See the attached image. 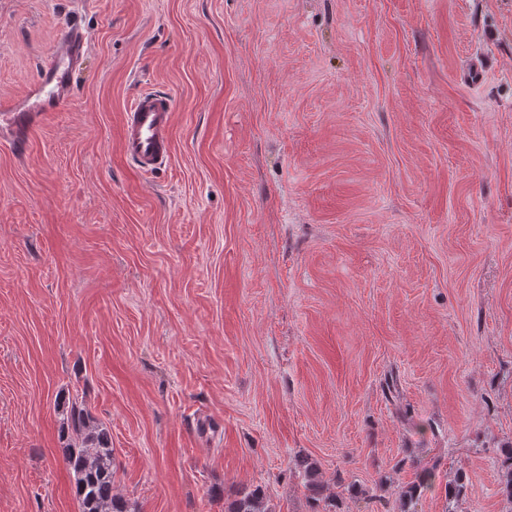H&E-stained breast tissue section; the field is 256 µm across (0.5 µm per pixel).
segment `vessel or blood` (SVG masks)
<instances>
[{"label": "vessel or blood", "mask_w": 512, "mask_h": 512, "mask_svg": "<svg viewBox=\"0 0 512 512\" xmlns=\"http://www.w3.org/2000/svg\"><path fill=\"white\" fill-rule=\"evenodd\" d=\"M89 49L78 22L69 23L54 42L36 80L25 96L0 101V135L15 151H23L29 135L47 113L58 111L74 91L73 75ZM174 101L170 95L141 92L123 117L121 148L136 170L151 174L164 166L172 151Z\"/></svg>", "instance_id": "vessel-or-blood-1"}]
</instances>
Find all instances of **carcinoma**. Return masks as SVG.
Instances as JSON below:
<instances>
[{
	"label": "carcinoma",
	"mask_w": 512,
	"mask_h": 512,
	"mask_svg": "<svg viewBox=\"0 0 512 512\" xmlns=\"http://www.w3.org/2000/svg\"><path fill=\"white\" fill-rule=\"evenodd\" d=\"M66 440L65 462L71 476L81 512H130L127 503L114 493L112 448L109 434L84 409L71 407L67 425L61 429ZM435 477L434 468H425L403 491V504L413 501L421 489ZM304 488L308 499L324 502L322 512H336V496L324 494V486L316 479L313 467L305 466ZM227 512H271L261 490L239 493Z\"/></svg>",
	"instance_id": "obj_1"
}]
</instances>
